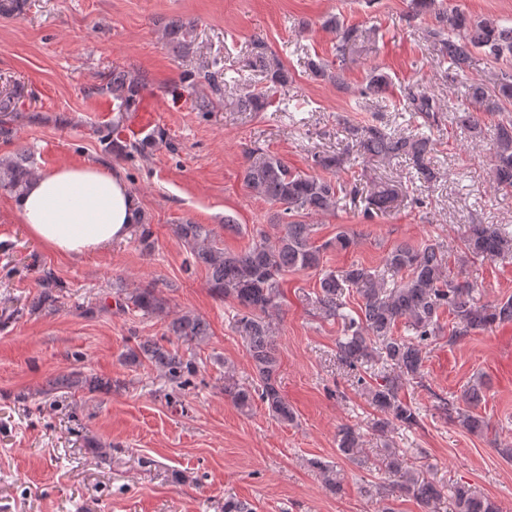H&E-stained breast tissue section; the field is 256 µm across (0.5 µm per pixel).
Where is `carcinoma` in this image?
<instances>
[{
    "label": "carcinoma",
    "instance_id": "obj_1",
    "mask_svg": "<svg viewBox=\"0 0 512 512\" xmlns=\"http://www.w3.org/2000/svg\"><path fill=\"white\" fill-rule=\"evenodd\" d=\"M448 24V39L442 40V63L450 72H463L469 66L475 51H482L497 64L512 59V28L500 26L491 19L473 21L468 16L451 12L441 18ZM329 24L335 28L341 43L340 52L358 38V29L347 27L338 18ZM194 24L175 20L164 29L166 41L180 50L192 45ZM254 66L266 73L269 93L251 94L241 100V107L260 112L271 106L270 94L288 88V71L267 60L264 53L254 57ZM389 78L372 71L361 90L364 99H374L386 93ZM112 99L117 102L118 120L136 110L140 103L143 82L118 67L112 70L107 84ZM512 73L498 69L486 79H477L464 86L460 98L442 100L426 89L411 91L404 111L423 120L409 133L395 130L389 124H368L348 128L356 152L364 159L397 160L411 169L416 179L430 183L437 178L433 140L427 131L438 123V115L447 112L461 129L475 138L489 136L492 158L490 174L501 190L512 189ZM483 112H502L494 128L486 130ZM113 129L98 131L104 151H117L129 157L144 153L148 145L164 143L161 132L145 141L120 144L112 139ZM346 157L343 153L318 154L314 167L324 171L312 175L291 169L280 157L255 148L249 151L244 183L259 198L280 207V231L272 236L264 228L253 229L250 243L231 250L218 246L213 230L205 224L188 222L177 225V234L192 256L191 266L203 269L213 293L229 298L237 307L235 332L246 343L252 370L256 378L254 390L239 386L231 370L224 371V394L238 408L244 410L259 397L269 415L281 423L294 421L293 408L282 396L277 385L280 365L274 340L273 314L282 306L283 279L290 271L320 270L319 289L307 298L313 310L324 319L334 320L340 326L336 339V355L349 370H364L376 380L367 384L370 402L383 418L375 430L385 432L390 427H413L419 423L416 409L401 396L404 384L422 379L423 349L443 333L454 343L471 331L494 324L512 322V298L487 304L478 297L475 280H454L447 274L444 252L436 242L418 246L398 245L384 258V270H376L353 262L340 270L323 268V253L331 246L350 247L349 237L339 232L333 241L320 245L314 240L315 225L304 221L310 215L333 213L339 207L342 188L333 176ZM33 175L30 152L17 148L11 155L0 158V189L14 196L23 194ZM400 188L379 182L370 187L365 212L383 214L391 209L399 197ZM134 241L144 251L154 247L151 225L139 222L133 230ZM464 257L496 259L512 257V231L504 224H470L463 236ZM39 294L27 305L31 314L54 307L63 296L66 285L51 271L40 277ZM132 305L147 315L167 314V301L155 287L138 288L122 298L119 306ZM452 317L451 325L443 327V313ZM411 332L398 336L399 325ZM166 334L187 344L200 346L211 336L210 324L202 316L190 311L168 319ZM122 362L129 367L148 363L163 376L177 383L192 362L179 351L147 339L122 354ZM111 384L96 377L72 372L48 381L46 392L59 388H83L96 392ZM468 408L458 407L454 401L439 398V409L450 419H458L471 432L484 428L482 417L471 408L482 400L480 387L466 391ZM363 434L354 425H345L337 434L338 453L350 460L361 450ZM385 471L400 478L398 489L413 497L425 512L444 494L442 487L420 475L403 469V461L395 450L388 451L380 460ZM322 475L325 486L340 490L341 481L334 466L322 461L312 462ZM451 494L455 512H501L495 501L469 485L455 484Z\"/></svg>",
    "mask_w": 512,
    "mask_h": 512
}]
</instances>
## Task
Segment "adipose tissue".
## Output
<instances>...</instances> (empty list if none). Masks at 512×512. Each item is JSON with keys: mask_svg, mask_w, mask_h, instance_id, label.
<instances>
[{"mask_svg": "<svg viewBox=\"0 0 512 512\" xmlns=\"http://www.w3.org/2000/svg\"><path fill=\"white\" fill-rule=\"evenodd\" d=\"M14 209L35 240L64 258L124 240L141 216L122 175L93 163L37 171Z\"/></svg>", "mask_w": 512, "mask_h": 512, "instance_id": "1", "label": "adipose tissue"}]
</instances>
